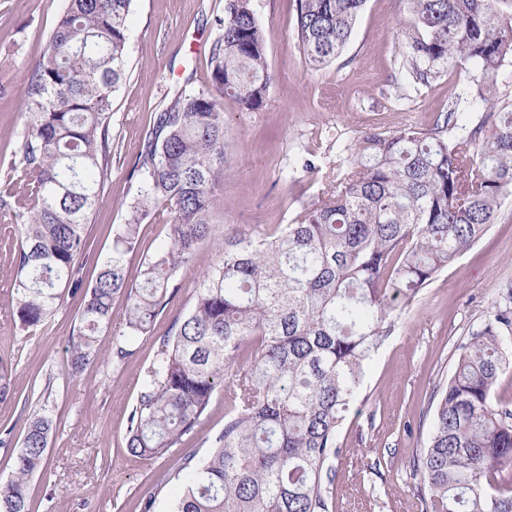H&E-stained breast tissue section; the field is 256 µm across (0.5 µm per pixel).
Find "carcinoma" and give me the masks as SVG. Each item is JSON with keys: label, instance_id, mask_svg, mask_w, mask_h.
Here are the masks:
<instances>
[{"label": "carcinoma", "instance_id": "carcinoma-1", "mask_svg": "<svg viewBox=\"0 0 512 512\" xmlns=\"http://www.w3.org/2000/svg\"><path fill=\"white\" fill-rule=\"evenodd\" d=\"M403 68L415 87L448 67L471 66L463 94L484 112L471 129L448 109L432 130L363 132L340 178L291 223L254 237L224 213V109L230 97L259 108L273 84L252 0H225L211 47V86L178 91L144 137L129 218L112 254L85 284L87 224L112 167V94L126 77L132 0H67L40 59L24 76L25 127L15 165L30 177L14 259L22 328L57 310L62 289L82 296L68 375L102 357L97 336L126 301L112 362L135 354L204 247L215 252L190 311L156 359L127 420L128 453L173 452L224 392V428L203 460L187 456L173 512H332L325 483L338 433L374 354L434 276L486 234L512 196V0H407ZM365 0H298L296 39L305 64L333 62ZM164 218L167 244L136 280L125 258L140 226ZM492 318L457 347L417 458L422 512H512V408L492 401L512 373V288ZM232 382L224 386V376ZM52 419L32 414L0 512H33L28 483L43 469Z\"/></svg>", "mask_w": 512, "mask_h": 512}]
</instances>
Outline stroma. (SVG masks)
Segmentation results:
<instances>
[{
	"instance_id": "stroma-1",
	"label": "stroma",
	"mask_w": 512,
	"mask_h": 512,
	"mask_svg": "<svg viewBox=\"0 0 512 512\" xmlns=\"http://www.w3.org/2000/svg\"><path fill=\"white\" fill-rule=\"evenodd\" d=\"M253 5L275 81L259 110H240L229 98L223 103L224 223L261 236L291 222L321 192L322 182L302 168L305 157L336 162L364 131L434 128L468 68L456 65L430 87L414 88L401 67L403 0H366L341 57L318 70L305 67L297 47L296 0ZM65 6L66 0H0V191L24 130L23 76L41 57ZM223 13L224 0H133L128 72L112 95V169L88 228L85 282L95 280L112 251V225L126 221L135 189L130 173L145 132L178 88L210 85L209 49ZM13 227L12 216L0 212V363L12 367L15 390L0 400V432L10 431L18 443L33 412L43 409L53 418L46 465L30 481L33 512H140L151 494L154 512H171L177 464L188 455L202 458L223 429V395H214L203 425L167 457L136 459L124 436L159 344L174 319L189 311L213 253L197 254L154 336L139 341L137 353L118 367L107 357L124 316L123 300H114L112 323L98 340L105 359L71 377L68 348L81 300L64 293L51 318L21 330L10 289ZM511 286L512 199L485 236L402 311L371 360L338 435L335 512H421L414 463L430 427L433 391L451 374L457 345L487 322Z\"/></svg>"
}]
</instances>
